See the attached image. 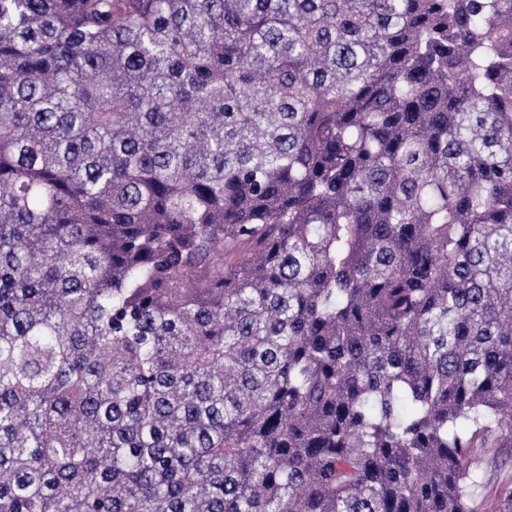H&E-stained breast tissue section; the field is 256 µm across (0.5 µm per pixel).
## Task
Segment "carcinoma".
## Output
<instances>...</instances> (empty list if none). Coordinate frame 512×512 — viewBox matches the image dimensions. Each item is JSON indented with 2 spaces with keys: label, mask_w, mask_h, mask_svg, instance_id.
Instances as JSON below:
<instances>
[{
  "label": "carcinoma",
  "mask_w": 512,
  "mask_h": 512,
  "mask_svg": "<svg viewBox=\"0 0 512 512\" xmlns=\"http://www.w3.org/2000/svg\"><path fill=\"white\" fill-rule=\"evenodd\" d=\"M512 442V0H0V512H477ZM484 458L488 459L489 466L485 474V489L478 496L479 511H484L491 503V498L500 487L504 477L512 470V448H477ZM491 461H494L491 464ZM483 497V501H481Z\"/></svg>",
  "instance_id": "obj_1"
}]
</instances>
